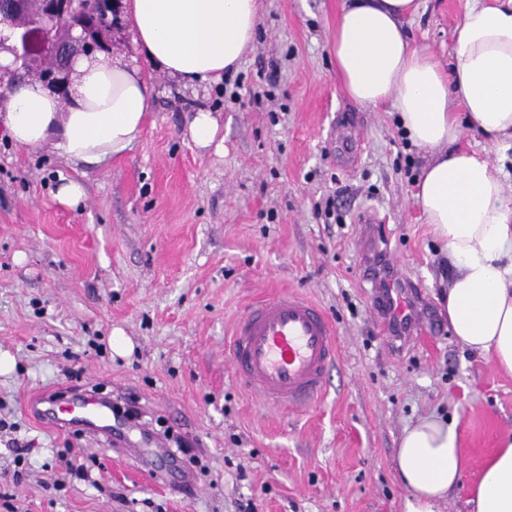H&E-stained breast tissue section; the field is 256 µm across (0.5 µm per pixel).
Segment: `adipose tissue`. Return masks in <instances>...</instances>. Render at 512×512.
Listing matches in <instances>:
<instances>
[{"label":"adipose tissue","instance_id":"obj_1","mask_svg":"<svg viewBox=\"0 0 512 512\" xmlns=\"http://www.w3.org/2000/svg\"><path fill=\"white\" fill-rule=\"evenodd\" d=\"M418 8V0H342L330 33L336 76L355 103L393 101L407 139L429 150L414 197L444 246L450 326L462 343L512 374V195L503 171L460 143L467 128L512 142V0H469L449 70L412 46L405 22ZM258 9V0L121 4L151 70L187 86L237 67ZM150 110L145 72L102 51L75 61L67 101L35 82L15 83L0 97V114L20 149L49 146L85 167L123 154ZM395 469L412 493L408 512H439L463 471L455 425L429 416L406 428ZM470 503L473 512H512V437L487 461Z\"/></svg>","mask_w":512,"mask_h":512}]
</instances>
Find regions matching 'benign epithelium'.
I'll return each instance as SVG.
<instances>
[{
	"instance_id": "benign-epithelium-1",
	"label": "benign epithelium",
	"mask_w": 512,
	"mask_h": 512,
	"mask_svg": "<svg viewBox=\"0 0 512 512\" xmlns=\"http://www.w3.org/2000/svg\"><path fill=\"white\" fill-rule=\"evenodd\" d=\"M83 0H40L31 11L19 0H0V26L23 30L15 60L32 59L23 77L48 88L59 87L69 76L74 60L96 50H108L121 31L119 0H101L108 25L98 27L85 17Z\"/></svg>"
}]
</instances>
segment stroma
Listing matches in <instances>:
<instances>
[{"mask_svg": "<svg viewBox=\"0 0 512 512\" xmlns=\"http://www.w3.org/2000/svg\"><path fill=\"white\" fill-rule=\"evenodd\" d=\"M340 0H260L237 70L186 87L151 74L152 109L121 156L94 168L51 148L20 150L0 123V512H407L395 471L418 419L456 424L460 484L440 512H469L488 458L512 434V375L452 333L438 298L440 253L414 198L423 149L393 103L342 92L329 32ZM467 0H420L412 44L445 66ZM213 112L223 154L187 134ZM354 134L342 146L337 128ZM64 179L86 198L53 200ZM334 198L340 222L317 211ZM386 224L391 251L421 281L433 335L390 340L361 275V219ZM292 289L336 325L331 390L303 411L263 406L231 376L225 339L258 296ZM129 354L109 346L114 330ZM138 396L155 428L193 439L199 468L154 456L139 430L122 447L38 422L25 400L89 390ZM76 457L86 474L60 466ZM154 459L153 468L144 460ZM245 480H237L238 470Z\"/></svg>", "mask_w": 512, "mask_h": 512, "instance_id": "obj_1", "label": "stroma"}]
</instances>
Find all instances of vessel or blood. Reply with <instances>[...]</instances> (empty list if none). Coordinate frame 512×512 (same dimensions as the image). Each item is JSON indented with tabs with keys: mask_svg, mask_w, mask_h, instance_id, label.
I'll return each mask as SVG.
<instances>
[{
	"mask_svg": "<svg viewBox=\"0 0 512 512\" xmlns=\"http://www.w3.org/2000/svg\"><path fill=\"white\" fill-rule=\"evenodd\" d=\"M379 295L388 310L386 332L407 325L408 335L432 331L427 312L411 298V282L396 265H389ZM237 380L265 403L306 408L325 393L332 368L338 362L336 330L322 308L299 293L284 291L253 303L233 324L227 339ZM46 396L31 397L26 407L38 420L58 429L72 425L97 427L107 418V405L82 397L67 418L47 410Z\"/></svg>",
	"mask_w": 512,
	"mask_h": 512,
	"instance_id": "obj_1",
	"label": "vessel or blood"
}]
</instances>
